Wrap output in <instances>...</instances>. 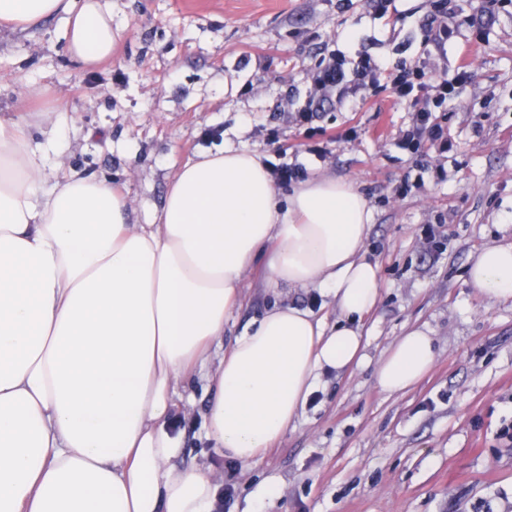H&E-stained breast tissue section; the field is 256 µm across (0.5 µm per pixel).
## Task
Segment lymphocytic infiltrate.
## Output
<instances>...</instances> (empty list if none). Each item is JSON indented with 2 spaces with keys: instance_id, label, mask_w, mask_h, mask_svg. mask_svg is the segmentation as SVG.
<instances>
[{
  "instance_id": "f902f5d3",
  "label": "lymphocytic infiltrate",
  "mask_w": 512,
  "mask_h": 512,
  "mask_svg": "<svg viewBox=\"0 0 512 512\" xmlns=\"http://www.w3.org/2000/svg\"><path fill=\"white\" fill-rule=\"evenodd\" d=\"M462 25L458 16L441 11L433 14L426 22V36L423 40V58L432 53L444 52L449 41L457 37ZM470 79L467 68H460L454 76H435L425 69L408 72L403 69L387 68L378 58L361 54L346 56L339 50L331 51L324 58L311 79L312 93L319 97H333L344 103L357 92L368 86L386 83L398 98L419 102L420 108L415 121L399 136L401 145H421L443 139V128L434 123L436 109H443L458 98Z\"/></svg>"
}]
</instances>
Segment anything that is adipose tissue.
I'll list each match as a JSON object with an SVG mask.
<instances>
[{
    "mask_svg": "<svg viewBox=\"0 0 512 512\" xmlns=\"http://www.w3.org/2000/svg\"><path fill=\"white\" fill-rule=\"evenodd\" d=\"M56 17L72 59L111 60L112 0H0L19 31ZM62 127L52 111L0 120V512H218L217 474L180 464L178 403L204 382L206 441L252 464L322 372L361 365L359 323L379 300L372 210L321 174L279 196L262 155L227 143L183 165L139 224L111 180L58 173ZM261 259L267 287L315 289L340 322L275 304L225 344ZM467 280L512 298V243L476 252ZM435 356L433 336L406 331L379 387L411 388Z\"/></svg>",
    "mask_w": 512,
    "mask_h": 512,
    "instance_id": "obj_1",
    "label": "adipose tissue"
}]
</instances>
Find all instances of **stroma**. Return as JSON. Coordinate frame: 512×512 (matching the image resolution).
Instances as JSON below:
<instances>
[{
	"instance_id": "35a3bbf8",
	"label": "stroma",
	"mask_w": 512,
	"mask_h": 512,
	"mask_svg": "<svg viewBox=\"0 0 512 512\" xmlns=\"http://www.w3.org/2000/svg\"><path fill=\"white\" fill-rule=\"evenodd\" d=\"M485 18L484 41L461 27L435 72L467 67L472 80L439 113L453 143L402 149L414 107L371 86L345 104L297 110L326 50H366L388 66L419 61L422 24L442 8ZM375 19L373 0H112V59L85 70L70 58L61 19L18 32L0 26V120L41 107L62 112L57 162L112 179L148 223L177 169L229 142L297 172L351 181L373 218L365 242L380 297L365 317V362L324 374L305 410L261 462L246 467L204 447L206 395L180 404L182 463L219 469L231 495L222 512H512V299L465 280L483 246L512 241V0H396ZM314 289L269 292L248 271L225 326L235 336L270 304L309 307ZM429 329V373L399 394L376 370L399 336ZM277 492L264 498L266 488Z\"/></svg>"
}]
</instances>
